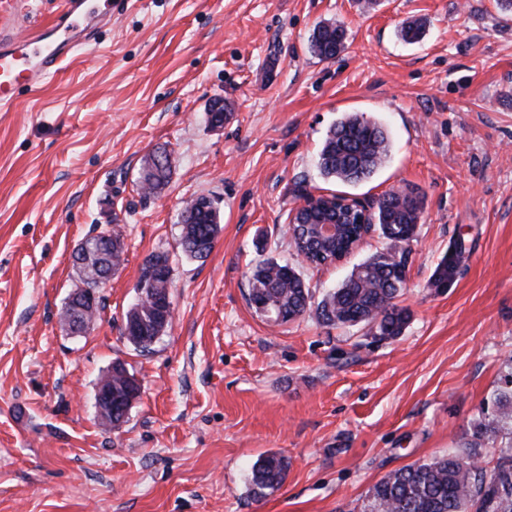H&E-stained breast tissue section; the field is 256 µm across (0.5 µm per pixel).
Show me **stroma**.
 Wrapping results in <instances>:
<instances>
[{"mask_svg":"<svg viewBox=\"0 0 512 512\" xmlns=\"http://www.w3.org/2000/svg\"><path fill=\"white\" fill-rule=\"evenodd\" d=\"M62 0H0L31 29ZM340 23L333 59L309 44ZM425 35L408 44L404 24ZM224 101L223 127L209 110ZM349 113L381 123L390 154L369 179H324L318 153ZM167 151L161 192L139 187ZM422 204L401 336L276 323L248 302L252 267L295 258L288 214L307 194ZM206 196L221 231L204 259L181 212ZM115 229L122 264L75 335L61 312L72 253ZM467 258L445 288L450 245ZM385 245L304 266L315 296ZM169 257L173 321L151 351L123 336L146 259ZM512 360V11L497 0H112V21L41 89L0 111V512H356L388 473L471 439ZM141 385L124 423L96 416L113 362ZM283 485L255 498L262 455ZM466 253L463 240L455 242L441 261L438 263L433 277L434 285L437 288H445L450 285L459 273L461 262ZM288 473V461L277 453L261 456L252 467L251 493L256 498L266 497L279 489Z\"/></svg>","mask_w":512,"mask_h":512,"instance_id":"35a3bbf8","label":"stroma"}]
</instances>
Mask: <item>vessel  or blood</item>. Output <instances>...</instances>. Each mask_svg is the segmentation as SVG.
<instances>
[{"label":"vessel or blood","instance_id":"obj_1","mask_svg":"<svg viewBox=\"0 0 512 512\" xmlns=\"http://www.w3.org/2000/svg\"><path fill=\"white\" fill-rule=\"evenodd\" d=\"M111 20V0H65L62 12L36 30L1 29L0 109L13 105L19 84L38 87L77 49L94 45L97 28Z\"/></svg>","mask_w":512,"mask_h":512}]
</instances>
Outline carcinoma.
Wrapping results in <instances>:
<instances>
[{
	"instance_id": "obj_1",
	"label": "carcinoma",
	"mask_w": 512,
	"mask_h": 512,
	"mask_svg": "<svg viewBox=\"0 0 512 512\" xmlns=\"http://www.w3.org/2000/svg\"><path fill=\"white\" fill-rule=\"evenodd\" d=\"M346 29L342 25L323 24L315 28L311 51L322 60L334 58L344 47ZM390 152V135L376 121L357 114L335 122L327 131L318 155V169L325 179L355 185L370 178L385 162ZM165 165L145 163L140 187L153 194L168 183L171 173L169 154ZM202 208L190 201L182 211V251L192 258H205L211 252L220 230V212L214 201ZM421 218L417 197L407 192H390L378 199L371 212V226L386 240V247L376 252L342 284L319 301L302 277L299 267L268 258L251 270L248 301L259 314L280 323L307 314L327 325H377L374 336L394 339L402 334L410 313L397 306L395 299L404 288L407 258ZM349 239L307 247L310 265L322 253L328 257L346 252ZM466 253L462 240L455 242L438 263L433 277L437 288H446L459 273ZM171 271L168 256L162 253L148 257L141 269L138 288L143 297L131 308L124 336L136 348L146 351L154 336L171 324L158 319L155 310L162 297L169 294L171 280L163 272ZM135 376L123 364L112 365L102 388L112 390V407L104 408L101 419L119 427L130 409L129 400L139 386ZM473 441L461 448H450L448 454L431 462L409 465L388 473L369 491L360 512H512V366L481 408L473 423ZM508 442L493 449L496 455L490 469L481 465L485 445ZM288 473V461L277 453L260 457L252 467L251 493L264 498L279 489Z\"/></svg>"
}]
</instances>
